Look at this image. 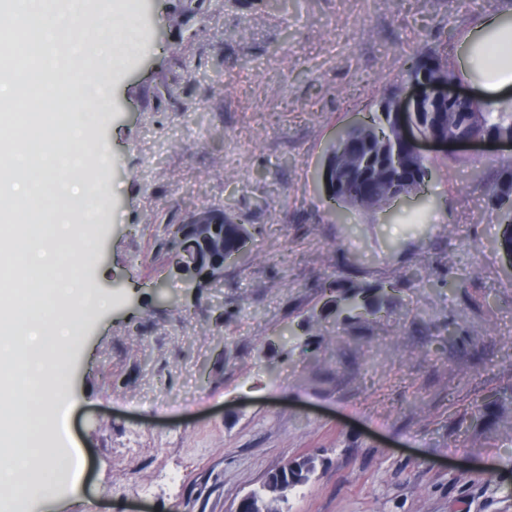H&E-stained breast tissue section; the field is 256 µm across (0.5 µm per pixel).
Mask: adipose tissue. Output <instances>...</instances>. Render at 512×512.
Here are the masks:
<instances>
[{"instance_id": "1", "label": "adipose tissue", "mask_w": 512, "mask_h": 512, "mask_svg": "<svg viewBox=\"0 0 512 512\" xmlns=\"http://www.w3.org/2000/svg\"><path fill=\"white\" fill-rule=\"evenodd\" d=\"M462 72L481 101L512 99V20L499 14L482 17L460 41Z\"/></svg>"}]
</instances>
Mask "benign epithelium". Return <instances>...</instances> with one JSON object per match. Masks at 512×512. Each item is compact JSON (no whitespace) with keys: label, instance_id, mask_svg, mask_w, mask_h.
Instances as JSON below:
<instances>
[{"label":"benign epithelium","instance_id":"benign-epithelium-1","mask_svg":"<svg viewBox=\"0 0 512 512\" xmlns=\"http://www.w3.org/2000/svg\"><path fill=\"white\" fill-rule=\"evenodd\" d=\"M391 110L405 146L415 156H425L430 149L444 152L450 147L497 146L512 149V137L484 134L471 139H459L448 133V117L461 118L476 111L480 101L475 97L450 89L448 76L433 70L427 62L420 75L407 81L404 90L392 97ZM418 180L415 168L402 166V184L395 197L417 194L413 190ZM215 210L198 207L189 214L182 231L171 237L172 248L180 256L178 264L187 274V284L199 287L197 279L210 284L224 279V266L236 263L246 253L249 234L239 238L237 247L224 250V238L212 236L220 220Z\"/></svg>","mask_w":512,"mask_h":512}]
</instances>
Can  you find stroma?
<instances>
[{"instance_id":"1","label":"stroma","mask_w":512,"mask_h":512,"mask_svg":"<svg viewBox=\"0 0 512 512\" xmlns=\"http://www.w3.org/2000/svg\"><path fill=\"white\" fill-rule=\"evenodd\" d=\"M136 50L112 77L83 176L84 268L105 305L78 325L64 427L86 460L55 512H234L314 458L290 512H512V264L487 188L512 151L429 153L422 198L330 213L336 131L454 53L512 0H124ZM222 208L246 261L188 287L168 228ZM390 287L374 316L323 293ZM313 463V460L310 458H300L291 465H287L271 473L262 488L253 492L257 494L258 498L265 500V492L269 491V488H272L278 491L276 501H278L279 504H287L288 493L291 492V489L309 480L314 470Z\"/></svg>"}]
</instances>
